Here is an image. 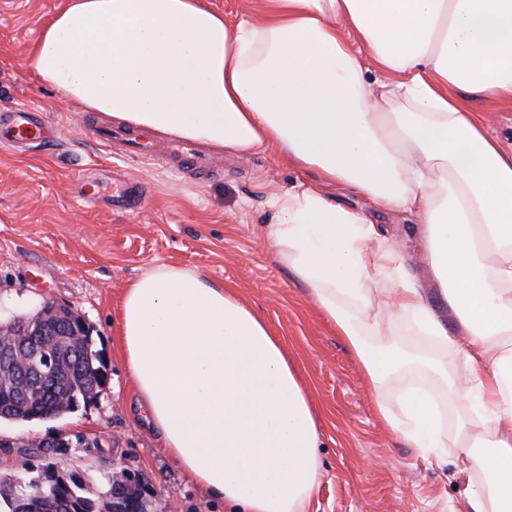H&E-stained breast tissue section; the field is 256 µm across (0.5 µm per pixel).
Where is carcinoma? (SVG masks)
Instances as JSON below:
<instances>
[{
    "mask_svg": "<svg viewBox=\"0 0 512 512\" xmlns=\"http://www.w3.org/2000/svg\"><path fill=\"white\" fill-rule=\"evenodd\" d=\"M62 349L54 361L57 386L49 394L24 392L29 371L20 367L0 372V421H30L56 418L70 413L80 404L92 402L103 381L101 359L92 348L90 334L54 336ZM105 496L96 495L73 471L59 470L47 478L42 472L21 481L0 483V503L4 512H150L141 479L126 475L122 481L107 476Z\"/></svg>",
    "mask_w": 512,
    "mask_h": 512,
    "instance_id": "carcinoma-1",
    "label": "carcinoma"
}]
</instances>
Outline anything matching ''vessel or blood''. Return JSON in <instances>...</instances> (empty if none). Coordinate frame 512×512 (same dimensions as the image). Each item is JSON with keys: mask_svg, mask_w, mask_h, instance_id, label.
I'll list each match as a JSON object with an SVG mask.
<instances>
[{"mask_svg": "<svg viewBox=\"0 0 512 512\" xmlns=\"http://www.w3.org/2000/svg\"><path fill=\"white\" fill-rule=\"evenodd\" d=\"M97 139L106 145L117 146L126 157L155 154L163 162L174 164L193 175L195 179H207L214 171L211 158L195 145L184 141H158L139 131H116L111 124L94 126ZM54 134L47 121L34 120L27 111L12 112L0 118V147L27 150L31 145L42 143Z\"/></svg>", "mask_w": 512, "mask_h": 512, "instance_id": "b4317fda", "label": "vessel or blood"}]
</instances>
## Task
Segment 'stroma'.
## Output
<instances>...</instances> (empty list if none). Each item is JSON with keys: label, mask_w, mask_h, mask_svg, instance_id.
Wrapping results in <instances>:
<instances>
[{"label": "stroma", "mask_w": 512, "mask_h": 512, "mask_svg": "<svg viewBox=\"0 0 512 512\" xmlns=\"http://www.w3.org/2000/svg\"><path fill=\"white\" fill-rule=\"evenodd\" d=\"M66 0H0V110H38L57 139L17 153L0 148V321L45 301L76 311L92 329L104 379L95 400L55 419L0 422V476L52 458L68 444L73 471L105 494L113 467L139 475L152 512H224L192 486L166 454L160 433L137 407L129 372L115 351L127 284L160 264L196 269L237 285L299 362L321 419L323 477L307 512H466L476 482L455 448L423 456L379 421L374 396L345 342L327 325L306 288L264 240L272 196L313 172L286 163L272 147L225 155L206 181L160 167L153 157L114 158L90 130L89 110L43 84L28 66L39 30ZM471 106L512 150V104ZM131 179L141 198L112 208V181ZM95 181V199L81 193ZM344 208L364 210L405 254L417 253L413 216L379 209L351 190Z\"/></svg>", "instance_id": "1"}]
</instances>
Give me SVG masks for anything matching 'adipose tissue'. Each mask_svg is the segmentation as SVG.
Instances as JSON below:
<instances>
[{"label": "adipose tissue", "instance_id": "1", "mask_svg": "<svg viewBox=\"0 0 512 512\" xmlns=\"http://www.w3.org/2000/svg\"><path fill=\"white\" fill-rule=\"evenodd\" d=\"M228 25L203 0H67L29 65L86 109L230 152L271 146L317 180L277 197L267 240L341 336L377 416L424 456L454 445L483 485L468 512H512V152L473 112L512 103V0H260ZM357 191L417 220L430 272L336 205ZM438 289L446 310L430 299ZM453 351L471 403L455 440L434 390L386 386L409 355L383 322ZM121 358L185 476L230 512H305L319 414L282 341L234 286L159 265L127 286Z\"/></svg>", "mask_w": 512, "mask_h": 512}]
</instances>
